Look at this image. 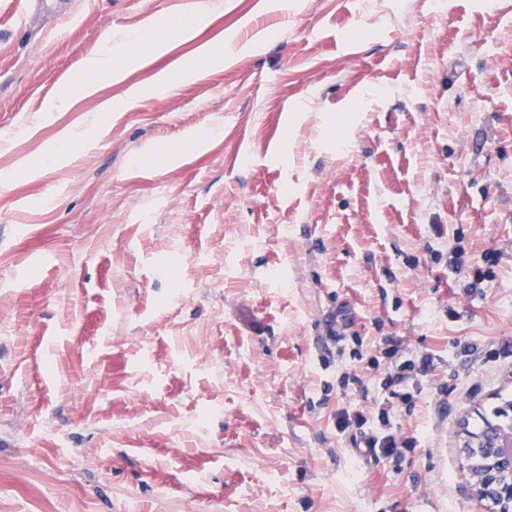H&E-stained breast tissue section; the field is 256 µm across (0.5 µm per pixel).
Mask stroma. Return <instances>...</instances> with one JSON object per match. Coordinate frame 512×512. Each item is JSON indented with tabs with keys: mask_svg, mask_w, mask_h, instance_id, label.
<instances>
[{
	"mask_svg": "<svg viewBox=\"0 0 512 512\" xmlns=\"http://www.w3.org/2000/svg\"><path fill=\"white\" fill-rule=\"evenodd\" d=\"M209 2L115 82L105 36L164 40L190 0H0V512H479L460 432L512 403V0ZM358 337L436 355L412 402L363 364L342 395ZM384 400L416 447L366 459L334 415ZM197 6L193 10L197 20L196 22L189 16H178L170 19L167 23L168 41L160 45L155 44L152 53H164L173 41L189 40L196 36L198 26L206 20L208 15V4L205 1H197ZM240 51L228 37L223 41L207 42L199 48L193 63L181 68L179 76L183 81L194 80L205 68L231 63Z\"/></svg>",
	"mask_w": 512,
	"mask_h": 512,
	"instance_id": "35a3bbf8",
	"label": "stroma"
}]
</instances>
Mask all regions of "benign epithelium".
Here are the masks:
<instances>
[{
	"label": "benign epithelium",
	"instance_id": "1",
	"mask_svg": "<svg viewBox=\"0 0 512 512\" xmlns=\"http://www.w3.org/2000/svg\"><path fill=\"white\" fill-rule=\"evenodd\" d=\"M462 447L481 460L471 473L477 500L493 512H512V430L487 421L479 432L465 433Z\"/></svg>",
	"mask_w": 512,
	"mask_h": 512
}]
</instances>
